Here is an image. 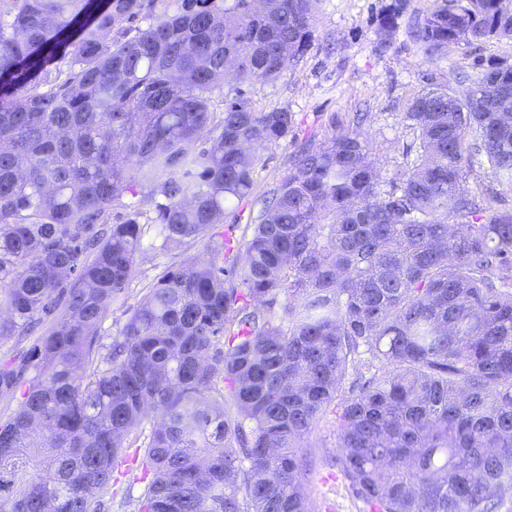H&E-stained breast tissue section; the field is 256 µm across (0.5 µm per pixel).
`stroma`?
I'll use <instances>...</instances> for the list:
<instances>
[{"instance_id": "35a3bbf8", "label": "stroma", "mask_w": 512, "mask_h": 512, "mask_svg": "<svg viewBox=\"0 0 512 512\" xmlns=\"http://www.w3.org/2000/svg\"><path fill=\"white\" fill-rule=\"evenodd\" d=\"M390 0H319L313 17V43L281 77L268 83H255L247 95L255 110L284 109L294 116V128L287 139L264 151L256 167L252 193L236 210L227 212L217 230L224 236L240 238L250 224L256 201L278 183L288 166L297 142L322 141L332 129L351 127L354 113H368L361 134L374 148L383 180L405 171L407 149L417 148L412 129L406 128L402 114L406 103L428 84L444 85L449 75L472 72L477 61L512 64V39H490L481 43L449 46L438 59H428L419 43L409 36L419 17L429 13L437 0H404L406 8L386 52H379L378 16ZM463 187L477 199H492L499 210H512V191L502 187L486 160H479L468 172ZM159 193L143 191L138 196L140 212L147 217L135 273L123 297L113 303L100 328L101 335L116 334L148 288L164 270L180 266L193 256L210 253L212 241L203 235L187 245L162 252L158 249L156 227L150 219L161 202ZM336 417L326 415L305 443L304 452L319 464L306 482V491L317 512H360L341 477L332 467L336 454ZM142 471L117 467L112 495L104 512H138L143 490Z\"/></svg>"}]
</instances>
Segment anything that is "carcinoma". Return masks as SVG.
<instances>
[{
    "instance_id": "cac0c4a2",
    "label": "carcinoma",
    "mask_w": 512,
    "mask_h": 512,
    "mask_svg": "<svg viewBox=\"0 0 512 512\" xmlns=\"http://www.w3.org/2000/svg\"><path fill=\"white\" fill-rule=\"evenodd\" d=\"M145 2L0 12V395L20 397L0 512H101L123 460L148 471L139 512H313L298 444L329 412L368 512H512V210L462 188L480 156L512 188V65L416 93L419 151L387 190L354 129L296 145L250 234L165 271L104 338L144 234L124 198H165L161 251L223 223L294 118L240 90L218 119L212 95L298 61L317 0H163L133 29ZM412 36L429 58L512 39V9L441 0Z\"/></svg>"
}]
</instances>
